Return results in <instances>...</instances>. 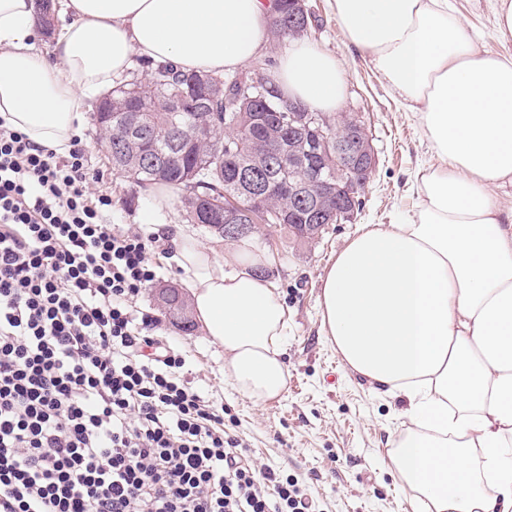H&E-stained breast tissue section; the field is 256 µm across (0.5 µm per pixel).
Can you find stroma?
Instances as JSON below:
<instances>
[{"instance_id": "35a3bbf8", "label": "stroma", "mask_w": 512, "mask_h": 512, "mask_svg": "<svg viewBox=\"0 0 512 512\" xmlns=\"http://www.w3.org/2000/svg\"><path fill=\"white\" fill-rule=\"evenodd\" d=\"M311 11L308 43L336 56L347 71L343 111L367 127L377 166L355 220L327 225L315 240H300L283 227L262 228L251 240L273 252L271 282L288 310L284 360L288 386L261 402L238 394L224 375V351L200 326L182 330L146 288L136 307L152 324L150 335L168 341L186 359L190 385L223 406L258 467L298 478L320 512H412L411 491L389 466V452L404 433L406 399L380 394L352 372L326 339L321 324V277L337 253L367 224H396L417 204L416 170L427 162L428 143L411 112L396 103L367 63L348 50L343 31L330 14L329 0H306ZM451 12L473 29L488 53L512 54L494 33V0H449ZM83 139L91 168L102 170L101 191L112 196V221L123 227L181 224L180 202L154 209L145 189L113 172L92 122Z\"/></svg>"}]
</instances>
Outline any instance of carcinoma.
Wrapping results in <instances>:
<instances>
[{
	"instance_id": "carcinoma-1",
	"label": "carcinoma",
	"mask_w": 512,
	"mask_h": 512,
	"mask_svg": "<svg viewBox=\"0 0 512 512\" xmlns=\"http://www.w3.org/2000/svg\"><path fill=\"white\" fill-rule=\"evenodd\" d=\"M268 30L278 43L293 37L296 0H277ZM239 73L184 71L176 65L138 60L137 73L112 87V119L96 111L102 146L112 169L140 186L154 184L181 191L187 222L198 213L208 223H224V211L237 220L259 221L293 232L317 223L313 206L336 205V195L321 185L294 200L279 185L277 169L310 143L339 132L309 126L305 141L289 137L280 125L288 112L274 83L245 91Z\"/></svg>"
}]
</instances>
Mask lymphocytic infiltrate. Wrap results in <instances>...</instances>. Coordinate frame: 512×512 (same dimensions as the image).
Listing matches in <instances>:
<instances>
[{"mask_svg": "<svg viewBox=\"0 0 512 512\" xmlns=\"http://www.w3.org/2000/svg\"><path fill=\"white\" fill-rule=\"evenodd\" d=\"M98 180L0 118V512H313L144 333L153 238Z\"/></svg>", "mask_w": 512, "mask_h": 512, "instance_id": "obj_1", "label": "lymphocytic infiltrate"}]
</instances>
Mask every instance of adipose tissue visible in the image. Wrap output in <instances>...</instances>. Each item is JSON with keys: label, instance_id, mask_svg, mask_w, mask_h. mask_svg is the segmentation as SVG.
Returning a JSON list of instances; mask_svg holds the SVG:
<instances>
[{"label": "adipose tissue", "instance_id": "1", "mask_svg": "<svg viewBox=\"0 0 512 512\" xmlns=\"http://www.w3.org/2000/svg\"><path fill=\"white\" fill-rule=\"evenodd\" d=\"M273 0H60L50 50L35 0H0V117L63 154L91 102L135 58L224 73L267 40ZM350 49L410 109L434 153L415 174L418 202L399 224L369 225L322 277L324 333L377 391L408 399L390 466L432 512H512V55L482 51L448 0H330ZM277 84L335 114L346 70L297 42ZM174 247L192 311L224 350L234 390L284 392L288 312L250 241L227 253L179 224Z\"/></svg>", "mask_w": 512, "mask_h": 512}]
</instances>
